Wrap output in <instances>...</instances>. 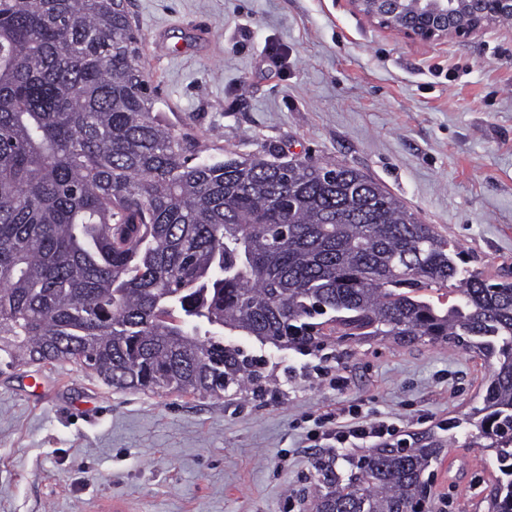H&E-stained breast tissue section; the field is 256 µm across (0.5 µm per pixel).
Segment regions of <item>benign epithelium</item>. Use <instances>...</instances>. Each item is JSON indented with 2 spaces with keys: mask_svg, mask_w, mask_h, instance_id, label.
<instances>
[{
  "mask_svg": "<svg viewBox=\"0 0 512 512\" xmlns=\"http://www.w3.org/2000/svg\"><path fill=\"white\" fill-rule=\"evenodd\" d=\"M354 9L382 28L397 30L422 42H435L448 38H465L473 32L490 28V17L507 10L512 13V0H471L469 6L476 7L471 23L467 26L448 24L456 0H415L418 11L414 18L396 24L391 15L385 13L384 0H351Z\"/></svg>",
  "mask_w": 512,
  "mask_h": 512,
  "instance_id": "7a95c632",
  "label": "benign epithelium"
}]
</instances>
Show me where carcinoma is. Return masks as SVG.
<instances>
[{
	"mask_svg": "<svg viewBox=\"0 0 512 512\" xmlns=\"http://www.w3.org/2000/svg\"><path fill=\"white\" fill-rule=\"evenodd\" d=\"M153 111L126 0H0V370L80 362L122 392L221 396L262 363L377 336L490 365L471 443L512 512V282L495 281L358 169L204 158ZM438 450L320 470L311 512H434Z\"/></svg>",
	"mask_w": 512,
	"mask_h": 512,
	"instance_id": "carcinoma-1",
	"label": "carcinoma"
}]
</instances>
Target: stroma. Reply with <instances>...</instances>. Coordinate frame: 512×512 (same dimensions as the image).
<instances>
[{
    "label": "stroma",
    "instance_id": "35a3bbf8",
    "mask_svg": "<svg viewBox=\"0 0 512 512\" xmlns=\"http://www.w3.org/2000/svg\"><path fill=\"white\" fill-rule=\"evenodd\" d=\"M154 109L205 151L276 150L363 171L491 278H512V31L420 42L350 0H128ZM261 386L122 392L73 362L0 372V512H309L310 437L357 404L440 446L437 512H487L500 472L467 422L489 369L446 343L378 337L302 354L232 336ZM341 376L342 385L332 382Z\"/></svg>",
    "mask_w": 512,
    "mask_h": 512
}]
</instances>
